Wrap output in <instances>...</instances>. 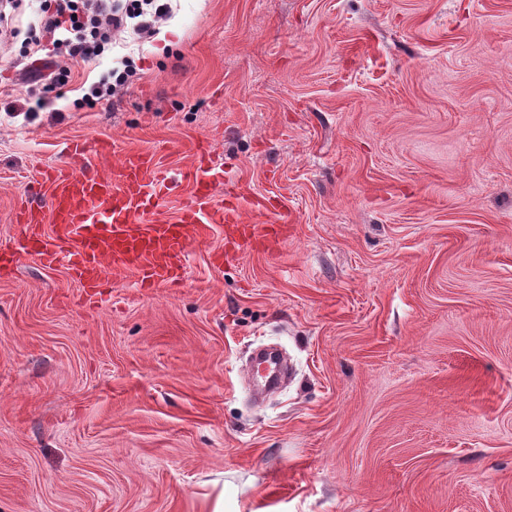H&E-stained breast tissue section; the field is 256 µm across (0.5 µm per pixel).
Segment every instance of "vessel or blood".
Wrapping results in <instances>:
<instances>
[{"label":"vessel or blood","mask_w":512,"mask_h":512,"mask_svg":"<svg viewBox=\"0 0 512 512\" xmlns=\"http://www.w3.org/2000/svg\"><path fill=\"white\" fill-rule=\"evenodd\" d=\"M83 154L82 144H72L68 164L52 168L53 191L45 208L20 209L17 221L28 232L20 252H0V270L12 272L25 254L46 267L65 261L90 296L105 280L125 272L135 274L139 287L163 288L179 281L189 237L202 235L208 225H225L227 238L240 244L269 233L243 223L239 208L216 202L224 172L209 149H198L192 166L182 172L180 180L190 184L191 196L172 223L153 218L178 182L155 153L126 152L114 178L81 172ZM46 218L55 226L50 240L38 229Z\"/></svg>","instance_id":"1"}]
</instances>
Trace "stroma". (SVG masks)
Wrapping results in <instances>:
<instances>
[{
    "label": "stroma",
    "mask_w": 512,
    "mask_h": 512,
    "mask_svg": "<svg viewBox=\"0 0 512 512\" xmlns=\"http://www.w3.org/2000/svg\"><path fill=\"white\" fill-rule=\"evenodd\" d=\"M39 5L0 53V250L76 141L92 174L209 146L284 229L212 225L176 288L0 277V512H512V0H174L64 86L29 83ZM121 64L124 66L122 71H120L119 68H113L108 72L107 76L100 81V84L96 90L97 98L112 96V92L116 89V87L127 83L129 77L132 76L129 62L122 61Z\"/></svg>",
    "instance_id": "1"
}]
</instances>
